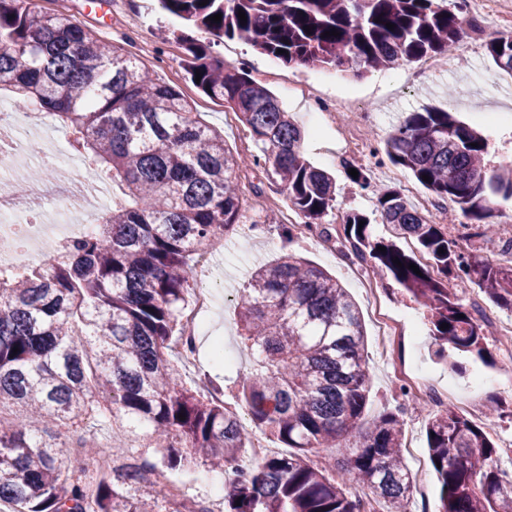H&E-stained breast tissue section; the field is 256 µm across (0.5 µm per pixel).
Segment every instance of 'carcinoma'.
<instances>
[{
	"instance_id": "obj_1",
	"label": "carcinoma",
	"mask_w": 512,
	"mask_h": 512,
	"mask_svg": "<svg viewBox=\"0 0 512 512\" xmlns=\"http://www.w3.org/2000/svg\"><path fill=\"white\" fill-rule=\"evenodd\" d=\"M201 2L158 0L200 32L236 36L285 65L357 76L451 50L462 23L459 0ZM216 14L218 23L210 20ZM332 29L339 35L322 36ZM207 49L185 46L191 80L201 75L197 88L249 130L259 150L252 163L280 180L310 230L324 233L336 209L335 177L305 158L303 132L276 95L244 70L207 59ZM486 50L512 75V35L488 40ZM1 90L22 108L52 113L70 146L94 171L119 178L131 203L108 211L60 257L33 264L21 256L0 271V504L11 512H167L158 475L199 462L233 474L225 512H409L402 411L365 422L371 379L358 307L335 276L299 254L257 268L236 305L238 335L255 358L234 381L237 397L254 427L288 452L251 463L241 419L187 385L173 346L194 260L245 218L238 159L196 118L193 102L121 47L34 0H0ZM385 151L433 197L458 205L469 220L464 237L487 236L503 216L495 199L512 201V169L492 165L488 140L448 111L410 113ZM352 168L351 182L375 196L391 239L372 238L368 218L349 211L345 256L378 263L426 308L440 357L451 348L485 358L488 323L448 288V277L512 312V264L461 252L402 189L377 186L365 167L344 162ZM108 417L125 437L104 448L97 427ZM426 441L440 486L436 512H512V473L494 465L498 447L486 427L443 407L428 419ZM322 448L344 449L339 465L313 461ZM91 452L111 465L89 468ZM175 512L211 510L185 493Z\"/></svg>"
}]
</instances>
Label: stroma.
<instances>
[{"label":"stroma","mask_w":512,"mask_h":512,"mask_svg":"<svg viewBox=\"0 0 512 512\" xmlns=\"http://www.w3.org/2000/svg\"><path fill=\"white\" fill-rule=\"evenodd\" d=\"M39 7L48 13L63 12L90 28L104 41L122 46L149 70L153 78L176 86L195 106L198 120L224 137L226 150L244 161L236 172L253 192L243 197L242 206L249 220L259 219L263 209L274 207L277 214L290 211L291 206L282 188L273 182L264 169L255 167L250 159L257 148L241 123H226L221 102L204 95L191 82L183 68L185 29L174 15L162 10L157 0H40ZM463 34L456 49L446 57L448 68L440 74H426L420 63L397 69H381L357 77L350 72L308 65H285L261 54L236 38L225 39L217 51L225 63L244 69L252 78L265 84L283 107L305 131L301 150L316 167L335 173L338 186L336 209L332 222H340L351 210L360 211L371 219L370 230L375 238L387 235L376 201L370 192L361 190L346 179L345 160L367 168L374 183L411 187L407 199L411 205L428 198V191L416 184L410 172L393 165L384 153L385 141L392 128L409 113L426 109L445 110L472 127L481 128L491 148L495 165L512 167V122L483 123L489 113L512 109V76L497 72L488 57L485 43L491 37L512 34V0H498L494 10L483 17L463 19ZM318 83L324 98H352L355 110L364 115L355 123L353 112L337 111L333 120L319 124L314 117L312 102L289 92V84ZM361 127L368 148L364 155L352 158L345 150L353 127ZM240 234L250 241L246 252L233 248L234 237H226L230 251L214 257V299L202 316L206 333L197 339L196 365L187 369V379L211 378L223 383L225 378L248 371L252 357L242 345L236 328L238 290L250 270L276 259L284 246L336 275L359 306L367 334V368L372 378V394L368 416L384 408L403 407L406 431L402 454L411 477H422L420 490L413 493L411 512H435L438 486L430 464L424 425L431 415L430 408L412 394L402 392L397 364L423 373L437 386H452L453 404L467 411L477 404L480 414L476 423H488L493 439L501 448L496 458L499 467L512 470V393H507L504 371L507 358L500 351L495 327L512 321V313L488 309L494 323L488 329L489 362L471 354L449 352L447 360H439L430 337L426 312L418 304L404 298L392 277L380 276L372 264H352L342 259L338 251L325 250L311 241L299 238L284 240L282 230L274 224L251 230L240 226ZM376 285L387 310L405 325L404 337L398 338L392 355L382 354L365 282ZM496 405L500 416L484 420L483 410Z\"/></svg>","instance_id":"stroma-1"}]
</instances>
